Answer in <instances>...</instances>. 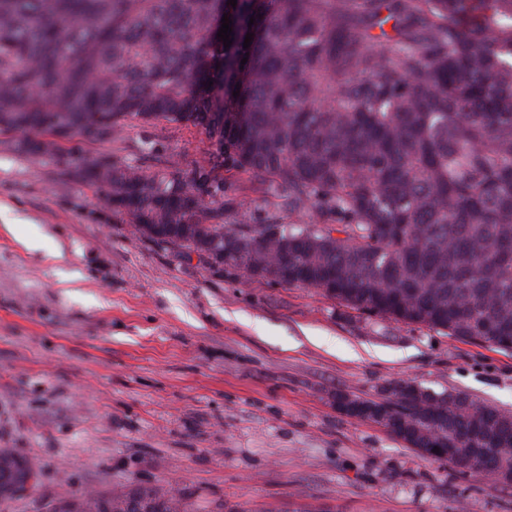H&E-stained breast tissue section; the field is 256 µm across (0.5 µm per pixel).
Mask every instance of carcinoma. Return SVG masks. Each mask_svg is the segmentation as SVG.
<instances>
[{
	"label": "carcinoma",
	"instance_id": "1",
	"mask_svg": "<svg viewBox=\"0 0 512 512\" xmlns=\"http://www.w3.org/2000/svg\"><path fill=\"white\" fill-rule=\"evenodd\" d=\"M128 119L201 126L217 151L187 176L152 149L131 167L53 140L108 141ZM6 132L27 156L64 158L63 176L104 189L158 244L189 250L151 232L207 224L218 249L247 252L231 268L249 280L286 268L285 284L353 309L512 350V0H0ZM241 175L259 180L264 216L226 224ZM380 408L425 460L512 470V415L493 406L402 394ZM6 471L3 499L25 478L0 455ZM130 496L196 512L134 480L47 509Z\"/></svg>",
	"mask_w": 512,
	"mask_h": 512
}]
</instances>
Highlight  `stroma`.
Instances as JSON below:
<instances>
[{"label": "stroma", "mask_w": 512, "mask_h": 512, "mask_svg": "<svg viewBox=\"0 0 512 512\" xmlns=\"http://www.w3.org/2000/svg\"><path fill=\"white\" fill-rule=\"evenodd\" d=\"M14 140L0 133V448L40 480L0 512L132 480L197 512H512V486L336 407L414 381L512 413V352L185 256ZM143 144L187 173L215 149L204 129L134 119L77 148L136 166Z\"/></svg>", "instance_id": "obj_1"}]
</instances>
